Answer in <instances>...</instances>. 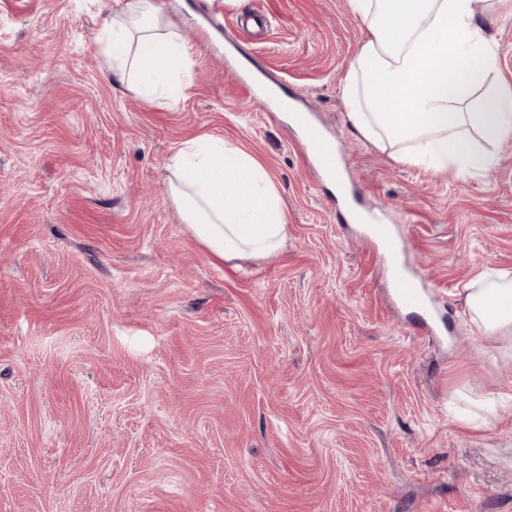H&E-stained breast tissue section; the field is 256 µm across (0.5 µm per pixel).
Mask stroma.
<instances>
[{"instance_id": "stroma-1", "label": "stroma", "mask_w": 512, "mask_h": 512, "mask_svg": "<svg viewBox=\"0 0 512 512\" xmlns=\"http://www.w3.org/2000/svg\"><path fill=\"white\" fill-rule=\"evenodd\" d=\"M126 2L0 0V512H512V407L464 422L512 391L465 304L482 270L512 272V140L460 180L355 138L347 0H160L192 79L146 98L100 49ZM474 11L512 80V0ZM248 66L337 141L436 319L395 303L299 133L245 95ZM202 134L264 166L277 256L217 261L182 223L166 165Z\"/></svg>"}]
</instances>
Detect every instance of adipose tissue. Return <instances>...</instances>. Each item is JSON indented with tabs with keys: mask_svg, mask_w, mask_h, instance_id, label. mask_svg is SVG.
<instances>
[{
	"mask_svg": "<svg viewBox=\"0 0 512 512\" xmlns=\"http://www.w3.org/2000/svg\"><path fill=\"white\" fill-rule=\"evenodd\" d=\"M365 38L341 80L351 130L400 164L471 177L493 168L512 140V83L498 78L497 46L473 0H348ZM157 0H128L113 16L111 74L153 89L186 82L179 36L161 31ZM171 197L183 224L217 259L278 255L288 239L281 198L263 166L222 138L200 135L171 155ZM465 303L478 335L505 340L512 358V273L480 277Z\"/></svg>",
	"mask_w": 512,
	"mask_h": 512,
	"instance_id": "adipose-tissue-1",
	"label": "adipose tissue"
}]
</instances>
